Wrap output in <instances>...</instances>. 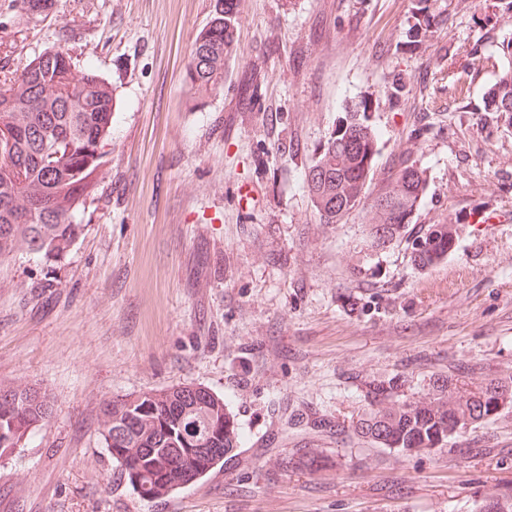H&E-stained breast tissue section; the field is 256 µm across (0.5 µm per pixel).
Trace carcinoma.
Instances as JSON below:
<instances>
[{
	"instance_id": "1",
	"label": "carcinoma",
	"mask_w": 512,
	"mask_h": 512,
	"mask_svg": "<svg viewBox=\"0 0 512 512\" xmlns=\"http://www.w3.org/2000/svg\"><path fill=\"white\" fill-rule=\"evenodd\" d=\"M240 0H216L210 22L198 33L189 58L204 64L186 78L191 94L205 97L224 83L236 54ZM407 32L416 38L429 25L427 7L413 15ZM116 100L112 86L70 49L48 48L19 71L0 73V258L17 248L47 258L63 257L81 225L75 212L92 196L107 163ZM487 112L512 117V68L489 90ZM377 135L359 109L348 111L307 167L306 188L320 223L340 224L363 205ZM425 188L423 172L399 168L370 204L373 244L399 239ZM452 224H433L412 242V256L430 267L448 256ZM395 385L370 390L371 409L355 430L374 444L402 455L440 448L512 405V379L473 382L466 388L434 389L418 401L393 399ZM202 419L199 441L182 429L181 416ZM53 414L46 393L32 386L0 383V456ZM106 447L137 493L160 499L197 482L240 445L235 416L224 398L201 385H183L104 399L99 404ZM297 468L332 465L319 451L296 456Z\"/></svg>"
}]
</instances>
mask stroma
I'll use <instances>...</instances> for the list:
<instances>
[{
    "label": "stroma",
    "mask_w": 512,
    "mask_h": 512,
    "mask_svg": "<svg viewBox=\"0 0 512 512\" xmlns=\"http://www.w3.org/2000/svg\"><path fill=\"white\" fill-rule=\"evenodd\" d=\"M506 0H242L223 87L193 105L186 63L215 0H0V64L81 53L116 95L112 146L58 261L0 259V382L54 413L0 458V512H479L512 499V407L424 455L359 437L374 383L512 379V127L485 111L512 39ZM377 132L368 197L402 162L426 189L402 237L365 208L323 224L305 170L349 107ZM457 229L421 268L413 239ZM210 388L241 446L191 486L139 496L101 400ZM323 450L338 464L287 467Z\"/></svg>",
    "instance_id": "obj_1"
}]
</instances>
